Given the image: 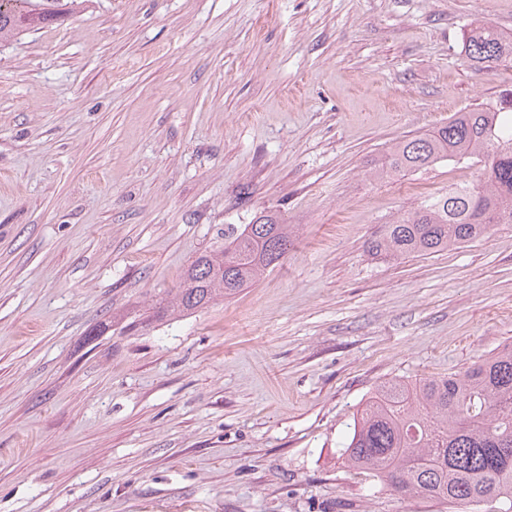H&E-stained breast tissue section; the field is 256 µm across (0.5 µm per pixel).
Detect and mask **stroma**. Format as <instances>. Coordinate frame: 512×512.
Listing matches in <instances>:
<instances>
[{
  "label": "stroma",
  "mask_w": 512,
  "mask_h": 512,
  "mask_svg": "<svg viewBox=\"0 0 512 512\" xmlns=\"http://www.w3.org/2000/svg\"><path fill=\"white\" fill-rule=\"evenodd\" d=\"M479 24L512 39V0H89L0 42V512H500L337 458L380 383L512 342V224L366 250L472 179L371 171L512 88L468 60ZM263 211L277 267L133 326Z\"/></svg>",
  "instance_id": "1"
}]
</instances>
